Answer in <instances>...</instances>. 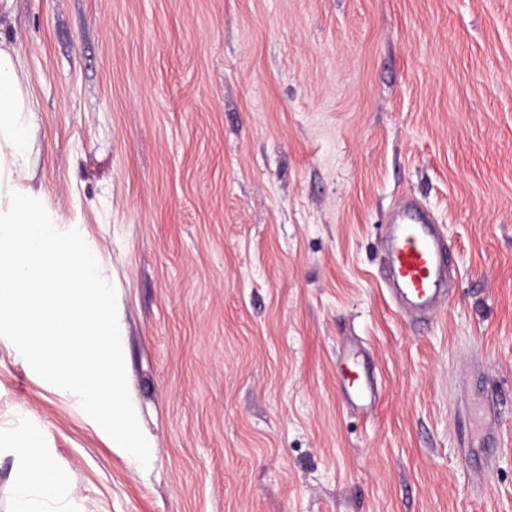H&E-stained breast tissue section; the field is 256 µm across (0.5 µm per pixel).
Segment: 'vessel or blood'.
Instances as JSON below:
<instances>
[{
    "instance_id": "b4317fda",
    "label": "vessel or blood",
    "mask_w": 512,
    "mask_h": 512,
    "mask_svg": "<svg viewBox=\"0 0 512 512\" xmlns=\"http://www.w3.org/2000/svg\"><path fill=\"white\" fill-rule=\"evenodd\" d=\"M383 243L395 307L415 326H427L448 304L447 239L430 210L407 195L392 210ZM378 396L372 372L353 362L347 375V403L363 412L374 407Z\"/></svg>"
}]
</instances>
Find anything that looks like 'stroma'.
I'll return each instance as SVG.
<instances>
[{"label": "stroma", "mask_w": 512, "mask_h": 512, "mask_svg": "<svg viewBox=\"0 0 512 512\" xmlns=\"http://www.w3.org/2000/svg\"><path fill=\"white\" fill-rule=\"evenodd\" d=\"M10 39L32 184L101 252L153 448L0 340V427L42 433L80 512H512V0H17ZM405 195L453 257L424 331L382 277ZM359 355L351 356L352 367L348 369L345 401L358 411H368L377 402L379 391L372 372L361 367Z\"/></svg>", "instance_id": "1"}]
</instances>
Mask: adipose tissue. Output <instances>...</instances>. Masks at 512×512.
Wrapping results in <instances>:
<instances>
[{"label": "adipose tissue", "instance_id": "ef3b65f1", "mask_svg": "<svg viewBox=\"0 0 512 512\" xmlns=\"http://www.w3.org/2000/svg\"><path fill=\"white\" fill-rule=\"evenodd\" d=\"M14 0H0V339L69 394L103 428L115 452L146 460L136 412L114 414L125 382L112 290L91 241L61 230L28 180L33 109L5 34ZM17 458L15 512H77L68 472L52 462L42 434L18 427L4 437Z\"/></svg>", "mask_w": 512, "mask_h": 512}]
</instances>
